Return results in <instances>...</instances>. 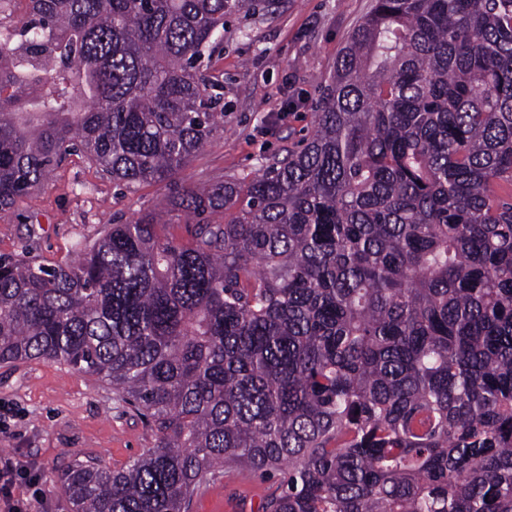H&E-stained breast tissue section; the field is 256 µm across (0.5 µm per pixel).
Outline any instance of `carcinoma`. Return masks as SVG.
Instances as JSON below:
<instances>
[{
  "label": "carcinoma",
  "mask_w": 512,
  "mask_h": 512,
  "mask_svg": "<svg viewBox=\"0 0 512 512\" xmlns=\"http://www.w3.org/2000/svg\"><path fill=\"white\" fill-rule=\"evenodd\" d=\"M0 36V210L74 152L155 208L47 266L0 255V364L77 368L155 446L73 512H512V0H374L313 128L243 177L201 73L243 0H28ZM180 217L189 240L169 232ZM278 481V475L271 478L255 476L247 484L232 483L225 479L211 485L195 499L193 512H257L260 497L268 486ZM233 501L236 510H228ZM255 511H254V510Z\"/></svg>",
  "instance_id": "carcinoma-1"
}]
</instances>
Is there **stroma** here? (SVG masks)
Here are the masks:
<instances>
[{
    "label": "stroma",
    "mask_w": 512,
    "mask_h": 512,
    "mask_svg": "<svg viewBox=\"0 0 512 512\" xmlns=\"http://www.w3.org/2000/svg\"><path fill=\"white\" fill-rule=\"evenodd\" d=\"M274 15L243 8L229 22L207 75L224 82V130L183 171L206 181L253 173L263 154H281L312 128L317 103L353 28L371 0H278ZM165 188L127 190L81 154L62 163L45 186L0 211V254L30 251L38 261H69L77 241L94 240L111 220L153 208ZM155 444L145 423L95 376L66 364H0V464L31 471L13 497L24 512H72L62 471L97 456L113 469ZM271 481L225 480L195 499L192 512H255Z\"/></svg>",
    "instance_id": "stroma-1"
}]
</instances>
